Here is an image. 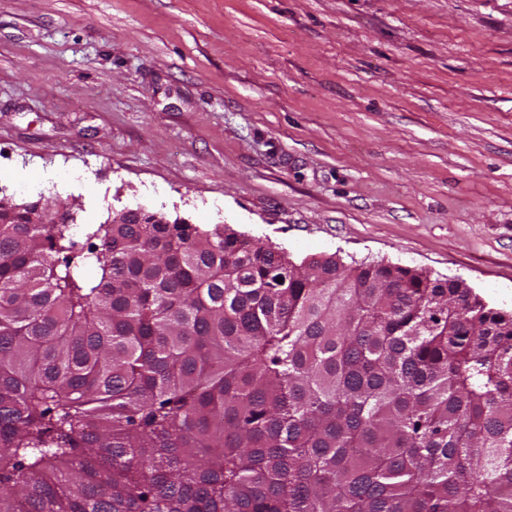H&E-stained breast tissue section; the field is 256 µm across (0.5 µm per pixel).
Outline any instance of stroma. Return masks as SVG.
<instances>
[{
  "label": "stroma",
  "mask_w": 512,
  "mask_h": 512,
  "mask_svg": "<svg viewBox=\"0 0 512 512\" xmlns=\"http://www.w3.org/2000/svg\"><path fill=\"white\" fill-rule=\"evenodd\" d=\"M0 193L512 312V0H0Z\"/></svg>",
  "instance_id": "35a3bbf8"
}]
</instances>
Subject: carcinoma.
I'll use <instances>...</instances> for the list:
<instances>
[{
	"mask_svg": "<svg viewBox=\"0 0 512 512\" xmlns=\"http://www.w3.org/2000/svg\"><path fill=\"white\" fill-rule=\"evenodd\" d=\"M35 210L0 200V512H512V314L224 224Z\"/></svg>",
	"mask_w": 512,
	"mask_h": 512,
	"instance_id": "cac0c4a2",
	"label": "carcinoma"
}]
</instances>
